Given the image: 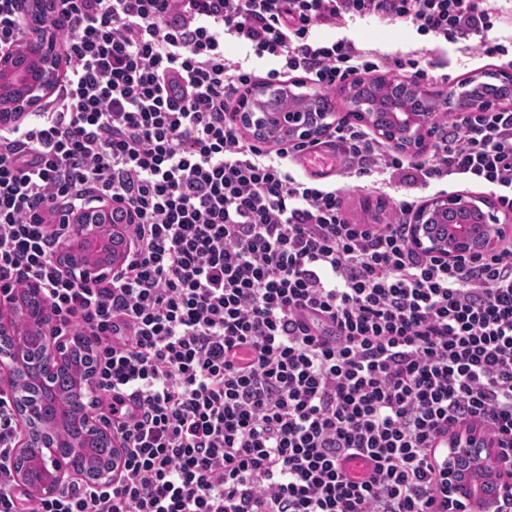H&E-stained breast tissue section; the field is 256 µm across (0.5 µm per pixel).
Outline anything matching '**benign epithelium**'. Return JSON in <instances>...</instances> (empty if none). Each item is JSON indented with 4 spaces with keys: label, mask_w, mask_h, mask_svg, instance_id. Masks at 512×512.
<instances>
[{
    "label": "benign epithelium",
    "mask_w": 512,
    "mask_h": 512,
    "mask_svg": "<svg viewBox=\"0 0 512 512\" xmlns=\"http://www.w3.org/2000/svg\"><path fill=\"white\" fill-rule=\"evenodd\" d=\"M33 36L25 39V49L0 52V124L19 123L42 108L65 73L64 57L56 49L51 26L44 23L32 29ZM265 90L258 88L242 103V110L235 115L236 122L253 130L258 136H270L288 131L303 138L320 134L319 126L327 125V112H270L263 103ZM453 107L461 112H471L486 107L468 92L448 91ZM392 131L383 136L400 145L404 151H415L431 133L433 113L396 112ZM487 203L483 198L463 194L440 196L419 213L411 237L417 248L450 261L460 262L478 253L493 249L503 231L497 218L484 214L482 224H452L447 233L437 232L435 225L426 223V213L455 212L467 216L480 210ZM114 202L96 199V205L87 202L80 207L68 206L63 210V223L68 225L59 248L60 261L73 276L87 284H94L112 274L126 259L130 240L125 225L135 220L132 212L122 215L124 223L111 224ZM27 308V327L8 329L11 344L0 349V370L13 378L21 370L36 376L37 386L44 391L56 388L63 372L72 364V354L77 349L92 347L86 336H56L52 318L39 287L34 286L23 300ZM14 410L29 426H40L45 415L41 404H21L16 390H11ZM75 428L81 430L85 446H75L64 452L53 432L45 430L37 440L26 438L19 442L12 454L14 477L29 486L38 496L55 492L72 476H80L87 483L110 484L119 475V460L104 466L81 468L77 458L88 448L112 445V434L96 423L84 408L70 417ZM464 444L448 451V507L457 505L456 495L462 489L470 493L483 490L481 482L463 480L464 475L476 466L481 452H491L482 433H468Z\"/></svg>",
    "instance_id": "7a95c632"
}]
</instances>
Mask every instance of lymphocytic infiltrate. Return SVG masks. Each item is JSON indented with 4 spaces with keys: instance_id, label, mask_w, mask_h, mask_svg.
I'll use <instances>...</instances> for the list:
<instances>
[{
    "instance_id": "1",
    "label": "lymphocytic infiltrate",
    "mask_w": 512,
    "mask_h": 512,
    "mask_svg": "<svg viewBox=\"0 0 512 512\" xmlns=\"http://www.w3.org/2000/svg\"><path fill=\"white\" fill-rule=\"evenodd\" d=\"M66 60L49 110L0 134V297L39 284L58 336L94 346L118 480L36 497L7 464L20 425L0 387V512H442L448 451L480 423L512 463V238L457 264L417 249L410 189L453 177L512 214V108L438 113L429 157L338 123L339 184L294 176L317 140L245 144L254 70L225 37L325 92L379 70L356 18L482 58L512 53L491 0H49ZM401 188L354 224L340 183ZM133 210L132 254L89 286L57 255L59 204Z\"/></svg>"
}]
</instances>
